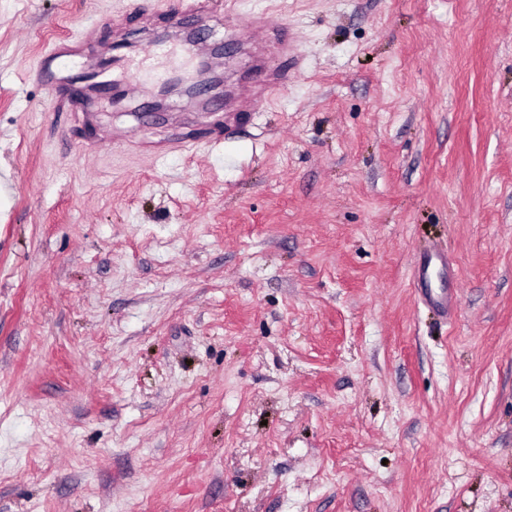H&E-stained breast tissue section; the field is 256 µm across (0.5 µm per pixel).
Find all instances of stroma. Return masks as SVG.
<instances>
[{"instance_id":"1","label":"stroma","mask_w":512,"mask_h":512,"mask_svg":"<svg viewBox=\"0 0 512 512\" xmlns=\"http://www.w3.org/2000/svg\"><path fill=\"white\" fill-rule=\"evenodd\" d=\"M223 3L262 111H140L177 0H0V512H512V0ZM265 28L264 37L272 36L274 40L280 45L283 54L288 58L296 57V43L290 40L287 35L283 34L281 30H272L270 26H266V18L263 13L254 14L248 20V24L239 29V37L250 44L257 45L256 35H258ZM69 42L68 45L55 44L45 53L44 57L31 71V77L41 83V85L48 91V94L62 101L64 99L75 101L77 99H84V90L82 87H75L72 80L68 77L60 78L59 70L56 67V60L63 56L73 55L77 53L80 48V39L74 38L72 40H64ZM62 79H66L65 84L61 83ZM256 67L262 73V80L259 84L245 86L239 93V98L246 103L253 111H259L267 105L268 96L273 92L288 87L291 79L288 68L273 65L258 57Z\"/></svg>"}]
</instances>
